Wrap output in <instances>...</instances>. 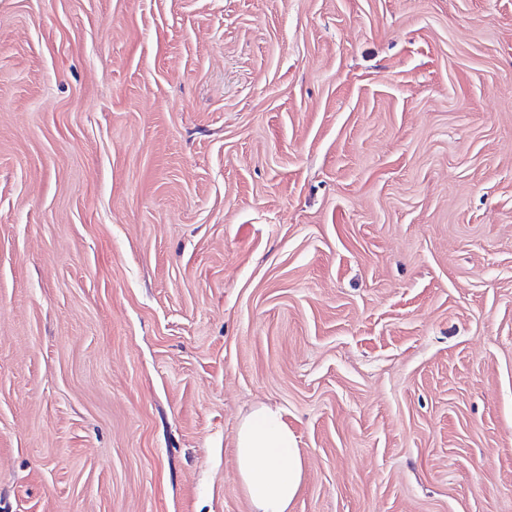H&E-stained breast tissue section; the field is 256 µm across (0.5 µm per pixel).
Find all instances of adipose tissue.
I'll list each match as a JSON object with an SVG mask.
<instances>
[{
	"instance_id": "1",
	"label": "adipose tissue",
	"mask_w": 512,
	"mask_h": 512,
	"mask_svg": "<svg viewBox=\"0 0 512 512\" xmlns=\"http://www.w3.org/2000/svg\"><path fill=\"white\" fill-rule=\"evenodd\" d=\"M235 463L253 512H288L302 480L294 434L278 409L260 406L245 417L235 438Z\"/></svg>"
}]
</instances>
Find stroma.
<instances>
[{"instance_id":"1","label":"stroma","mask_w":512,"mask_h":512,"mask_svg":"<svg viewBox=\"0 0 512 512\" xmlns=\"http://www.w3.org/2000/svg\"><path fill=\"white\" fill-rule=\"evenodd\" d=\"M512 512V0H0V512ZM235 463L253 512H288L302 480L294 434L278 409L262 405L238 426Z\"/></svg>"}]
</instances>
